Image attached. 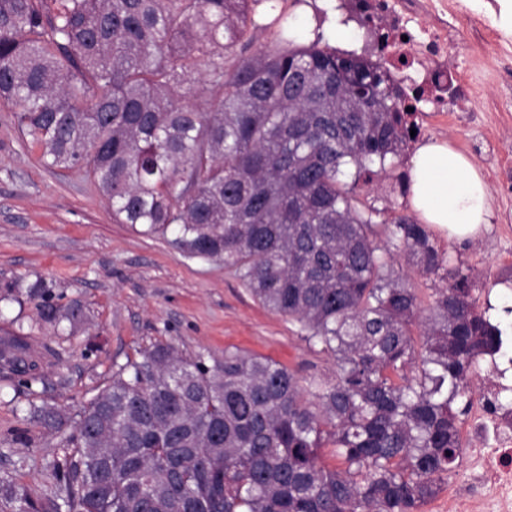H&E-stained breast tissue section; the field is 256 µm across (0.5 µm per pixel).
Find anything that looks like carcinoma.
Here are the masks:
<instances>
[{"label":"carcinoma","instance_id":"carcinoma-1","mask_svg":"<svg viewBox=\"0 0 512 512\" xmlns=\"http://www.w3.org/2000/svg\"><path fill=\"white\" fill-rule=\"evenodd\" d=\"M261 2L0 0V100L43 163L85 171L118 223L224 258L336 366L303 378L156 343L73 412L30 405L64 456L58 492L20 495V512H416L455 466L468 375L499 331L460 268L422 306L395 265L439 276L446 255L360 194L409 147L414 104L372 60L295 44L279 16L252 50ZM203 65L206 109L186 101ZM22 295L56 330L83 320L41 280L0 282V301ZM34 354L0 336V376L31 395Z\"/></svg>","mask_w":512,"mask_h":512}]
</instances>
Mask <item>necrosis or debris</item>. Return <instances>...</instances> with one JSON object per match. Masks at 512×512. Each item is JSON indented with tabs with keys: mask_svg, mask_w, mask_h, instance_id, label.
<instances>
[{
	"mask_svg": "<svg viewBox=\"0 0 512 512\" xmlns=\"http://www.w3.org/2000/svg\"><path fill=\"white\" fill-rule=\"evenodd\" d=\"M341 7L350 20L383 21L387 45L377 63L407 99L432 107L416 120L417 139L432 137L430 114H448L451 103L475 96L465 71L448 62V0H342ZM423 14L433 25L420 26ZM465 428L469 441L453 477L421 512H512V333L483 359Z\"/></svg>",
	"mask_w": 512,
	"mask_h": 512,
	"instance_id": "1",
	"label": "necrosis or debris"
}]
</instances>
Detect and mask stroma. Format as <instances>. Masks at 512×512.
Listing matches in <instances>:
<instances>
[{
  "instance_id": "obj_1",
  "label": "stroma",
  "mask_w": 512,
  "mask_h": 512,
  "mask_svg": "<svg viewBox=\"0 0 512 512\" xmlns=\"http://www.w3.org/2000/svg\"><path fill=\"white\" fill-rule=\"evenodd\" d=\"M471 26L458 34L471 51L449 53L478 89L466 102L468 120L449 123L435 134L479 167L491 195L492 217L478 240L442 233L433 239L450 266L471 268L478 287L512 278V69L500 58L512 53V34L499 44L477 42L495 25L482 0H464ZM283 15L297 44L315 37L333 43L332 21L320 0H262L255 20L263 30L256 41L274 38L269 24ZM45 280L64 300L79 301L87 324L71 336L35 325L34 304H0V333L27 328L38 342L55 348L41 371L46 403L77 408L87 391L103 384L113 363L137 357L158 341L192 356L242 350L276 361L305 377H332L333 360L311 351L298 327L255 301L223 261L191 257L170 238L147 236L112 216V208L79 170L46 167L37 148L18 130L10 105L0 103V281L29 285ZM30 397L0 389V486L37 497L49 491V461L62 458L45 447L39 426L24 423Z\"/></svg>"
}]
</instances>
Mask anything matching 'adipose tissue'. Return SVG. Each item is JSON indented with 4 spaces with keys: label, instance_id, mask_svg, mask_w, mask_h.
<instances>
[{
    "label": "adipose tissue",
    "instance_id": "ef3b65f1",
    "mask_svg": "<svg viewBox=\"0 0 512 512\" xmlns=\"http://www.w3.org/2000/svg\"><path fill=\"white\" fill-rule=\"evenodd\" d=\"M413 209L424 223L460 239L478 237L491 216L479 169L448 145L428 142L410 159Z\"/></svg>",
    "mask_w": 512,
    "mask_h": 512
}]
</instances>
